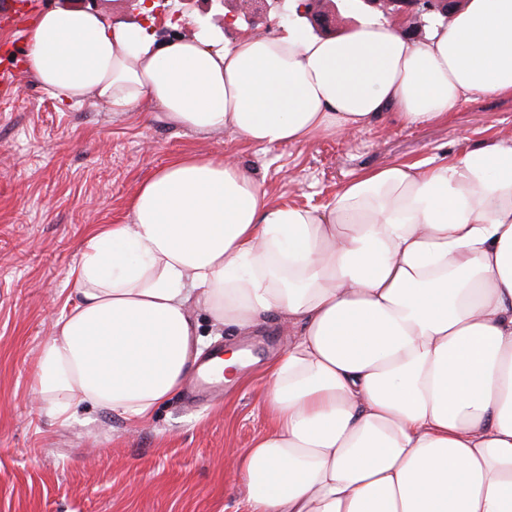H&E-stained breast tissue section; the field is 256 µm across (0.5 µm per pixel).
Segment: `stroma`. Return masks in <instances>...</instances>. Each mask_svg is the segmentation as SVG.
<instances>
[{
    "mask_svg": "<svg viewBox=\"0 0 512 512\" xmlns=\"http://www.w3.org/2000/svg\"><path fill=\"white\" fill-rule=\"evenodd\" d=\"M61 2L0 0V34L9 37L0 43V70L14 68L23 45L6 14L21 8L34 16ZM170 2L225 28L228 41L287 29L273 12L255 25L228 28L227 7ZM511 139V95L474 98L449 120L420 128L382 122L341 138L263 150L229 132L205 140L100 107L67 109L16 75L0 87V512H246L239 453L270 428L262 374L288 344L274 320L239 337L196 311L208 349L235 340L251 349L254 363L222 385L220 398L192 404L181 391L136 426L88 405L62 426L32 394L35 356L67 310L86 233L125 221L146 175L179 153L222 154L250 170L272 204L321 207L363 170Z\"/></svg>",
    "mask_w": 512,
    "mask_h": 512,
    "instance_id": "35a3bbf8",
    "label": "stroma"
}]
</instances>
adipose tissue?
<instances>
[{
  "label": "adipose tissue",
  "instance_id": "adipose-tissue-1",
  "mask_svg": "<svg viewBox=\"0 0 512 512\" xmlns=\"http://www.w3.org/2000/svg\"><path fill=\"white\" fill-rule=\"evenodd\" d=\"M152 10L43 11L22 66L61 106L263 149L512 95V0H464L418 45L383 22L164 40ZM73 277L33 369L55 421L81 403L147 421L201 353L194 309L243 336L274 317L288 348L240 457L247 512H512V142L363 171L319 208L178 154L125 223L89 230Z\"/></svg>",
  "mask_w": 512,
  "mask_h": 512
}]
</instances>
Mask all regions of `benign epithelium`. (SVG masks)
Wrapping results in <instances>:
<instances>
[{"instance_id": "obj_1", "label": "benign epithelium", "mask_w": 512, "mask_h": 512, "mask_svg": "<svg viewBox=\"0 0 512 512\" xmlns=\"http://www.w3.org/2000/svg\"><path fill=\"white\" fill-rule=\"evenodd\" d=\"M292 0H238L233 18L254 23L256 12L275 9L289 25L313 30L323 29L336 14L343 11L360 15H377L388 19L404 17L409 22L407 31L412 38H418L429 19L435 18L447 26L448 15L453 11L456 0H306L303 5L292 8Z\"/></svg>"}]
</instances>
